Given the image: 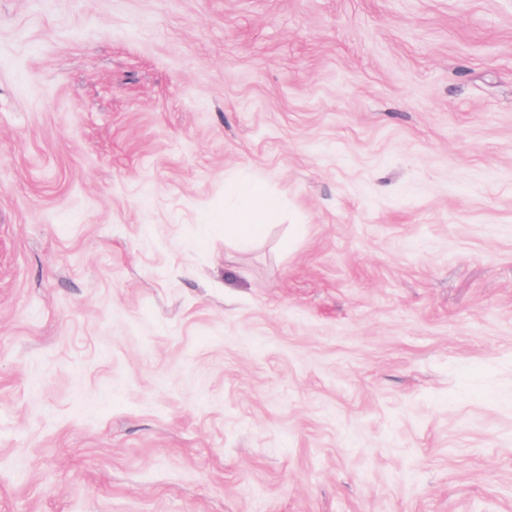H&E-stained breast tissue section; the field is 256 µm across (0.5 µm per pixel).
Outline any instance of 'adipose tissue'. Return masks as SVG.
<instances>
[{"instance_id": "ef3b65f1", "label": "adipose tissue", "mask_w": 512, "mask_h": 512, "mask_svg": "<svg viewBox=\"0 0 512 512\" xmlns=\"http://www.w3.org/2000/svg\"><path fill=\"white\" fill-rule=\"evenodd\" d=\"M225 190L237 204L213 215L212 223L223 225L225 233L242 244L261 237L277 210L275 199L268 194L263 183L252 181L243 185L230 182Z\"/></svg>"}]
</instances>
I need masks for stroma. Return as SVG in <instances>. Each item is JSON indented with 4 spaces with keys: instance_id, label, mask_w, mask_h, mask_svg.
Here are the masks:
<instances>
[{
    "instance_id": "35a3bbf8",
    "label": "stroma",
    "mask_w": 512,
    "mask_h": 512,
    "mask_svg": "<svg viewBox=\"0 0 512 512\" xmlns=\"http://www.w3.org/2000/svg\"><path fill=\"white\" fill-rule=\"evenodd\" d=\"M0 512H512V0H0ZM238 200V204L228 210L218 212L209 221L224 224V235L230 234L239 243H252L263 235L273 221L277 203L259 181L245 185L228 182L225 193Z\"/></svg>"
}]
</instances>
